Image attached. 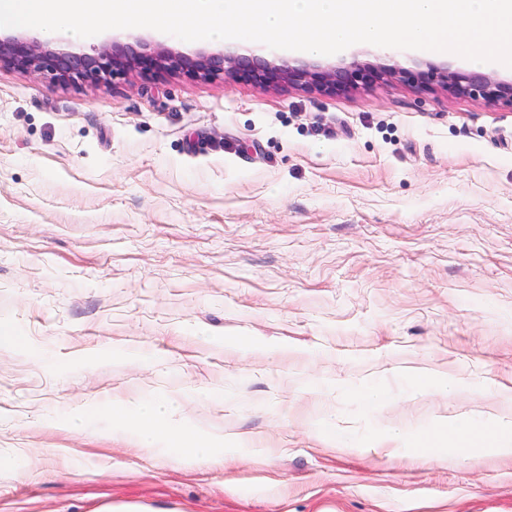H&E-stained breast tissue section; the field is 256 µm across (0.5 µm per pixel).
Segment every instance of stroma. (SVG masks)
Listing matches in <instances>:
<instances>
[{
	"label": "stroma",
	"mask_w": 512,
	"mask_h": 512,
	"mask_svg": "<svg viewBox=\"0 0 512 512\" xmlns=\"http://www.w3.org/2000/svg\"><path fill=\"white\" fill-rule=\"evenodd\" d=\"M352 60L466 66L371 44L319 62ZM0 329L25 338L0 341V512H512V453L399 438L512 418V107L2 66ZM133 398L226 458L139 447L107 414Z\"/></svg>",
	"instance_id": "35a3bbf8"
}]
</instances>
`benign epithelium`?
Segmentation results:
<instances>
[{
    "label": "benign epithelium",
    "instance_id": "obj_1",
    "mask_svg": "<svg viewBox=\"0 0 512 512\" xmlns=\"http://www.w3.org/2000/svg\"><path fill=\"white\" fill-rule=\"evenodd\" d=\"M8 65L32 75L48 76L72 88L106 87L131 70L149 78L183 74L193 79H237L266 91L284 84L326 96H335L381 82L398 80L426 91L438 86L452 95L481 98L512 106V81L473 70H452L427 65L411 70L395 63L362 64L356 60L340 65L276 64L261 57L232 52L189 57L159 45L136 42L123 45L114 40L94 48V53L56 52L48 43L19 38H0V66Z\"/></svg>",
    "mask_w": 512,
    "mask_h": 512
}]
</instances>
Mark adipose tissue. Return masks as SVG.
I'll return each mask as SVG.
<instances>
[{
	"label": "adipose tissue",
	"mask_w": 512,
	"mask_h": 512,
	"mask_svg": "<svg viewBox=\"0 0 512 512\" xmlns=\"http://www.w3.org/2000/svg\"><path fill=\"white\" fill-rule=\"evenodd\" d=\"M168 412V401L147 398L117 404L111 410L113 422L130 432L140 447L152 448L164 441L178 457H209L213 451V439L193 428L171 426L167 421ZM404 439L411 447L434 448L442 453L468 448L476 443L512 452V421L448 419L405 434Z\"/></svg>",
	"instance_id": "ef3b65f1"
}]
</instances>
